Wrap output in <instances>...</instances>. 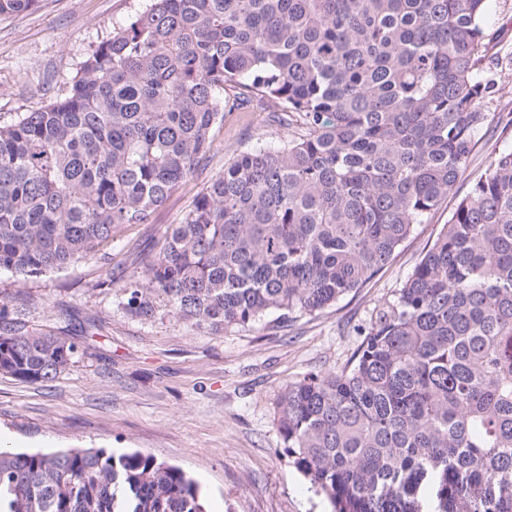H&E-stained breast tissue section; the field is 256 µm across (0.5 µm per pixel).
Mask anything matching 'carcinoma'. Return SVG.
<instances>
[{
    "mask_svg": "<svg viewBox=\"0 0 512 512\" xmlns=\"http://www.w3.org/2000/svg\"><path fill=\"white\" fill-rule=\"evenodd\" d=\"M39 0H0V16ZM489 0H149L63 97L0 124V269L26 281L145 224L224 113L280 127L206 182L122 289L196 328L317 315L452 190L498 81ZM237 90L224 96L225 87ZM336 370L288 382L283 454L331 512H512V148L452 212ZM79 345L8 323L0 374L48 382ZM0 512H208L182 468L105 448L0 452Z\"/></svg>",
    "mask_w": 512,
    "mask_h": 512,
    "instance_id": "carcinoma-1",
    "label": "carcinoma"
}]
</instances>
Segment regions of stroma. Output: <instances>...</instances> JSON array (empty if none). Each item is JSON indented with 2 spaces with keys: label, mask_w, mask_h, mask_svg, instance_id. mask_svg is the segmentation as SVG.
Masks as SVG:
<instances>
[{
  "label": "stroma",
  "mask_w": 512,
  "mask_h": 512,
  "mask_svg": "<svg viewBox=\"0 0 512 512\" xmlns=\"http://www.w3.org/2000/svg\"><path fill=\"white\" fill-rule=\"evenodd\" d=\"M146 0H39L0 16V124L65 94L78 63L101 37ZM476 139L467 169L448 196L416 225L371 281L318 316L213 334L167 313L141 321L121 305L112 269L141 274L164 229L179 223L204 183L233 151L282 128L257 108L225 113L211 150L148 223L121 228L111 246L66 268L19 282L0 272V320L27 329L85 336L83 354L55 379L29 383L0 374V438L8 452L68 448L139 450L179 466L207 494L209 512H330L324 495L281 452L275 401L289 381L346 365L376 306L394 299L495 152L512 147V63ZM25 293L18 310L13 297Z\"/></svg>",
  "instance_id": "obj_1"
}]
</instances>
